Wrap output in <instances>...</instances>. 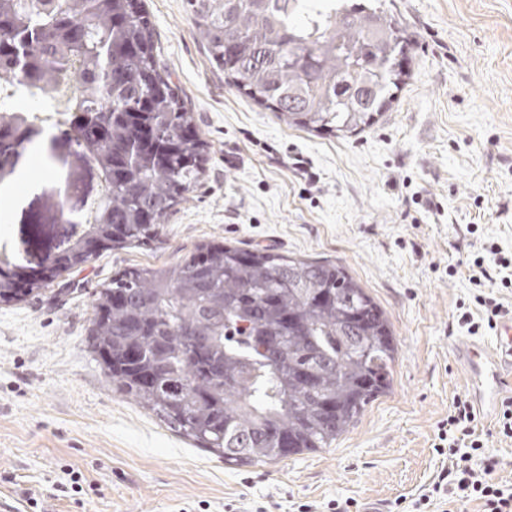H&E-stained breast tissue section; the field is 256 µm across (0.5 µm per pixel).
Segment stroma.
I'll return each mask as SVG.
<instances>
[{"label": "stroma", "instance_id": "35a3bbf8", "mask_svg": "<svg viewBox=\"0 0 512 512\" xmlns=\"http://www.w3.org/2000/svg\"><path fill=\"white\" fill-rule=\"evenodd\" d=\"M144 8L206 145L205 173L161 219L158 242L102 252L0 304V512H224L253 499L290 512L347 498L386 512L440 469L438 425L467 393L453 354L467 331L448 327L471 292L460 263L477 238L512 256V0H394L410 76L375 125L339 137L288 127L242 96L210 64L186 0ZM45 160L49 174H33L0 225V267L63 251L85 199L103 192L64 138ZM76 184L82 194H69ZM209 241L340 262L384 310L392 386L331 447L230 464L106 383L85 342L91 288ZM72 471L81 492L67 488Z\"/></svg>", "mask_w": 512, "mask_h": 512}]
</instances>
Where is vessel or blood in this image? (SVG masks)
Wrapping results in <instances>:
<instances>
[{"label": "vessel or blood", "instance_id": "obj_1", "mask_svg": "<svg viewBox=\"0 0 512 512\" xmlns=\"http://www.w3.org/2000/svg\"><path fill=\"white\" fill-rule=\"evenodd\" d=\"M495 334L492 346L474 340L454 346V356L466 371L470 398L479 415L488 419L496 414L501 394L512 389V315L498 321Z\"/></svg>", "mask_w": 512, "mask_h": 512}]
</instances>
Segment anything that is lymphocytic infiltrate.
I'll list each match as a JSON object with an SVG mask.
<instances>
[{"instance_id": "lymphocytic-infiltrate-1", "label": "lymphocytic infiltrate", "mask_w": 512, "mask_h": 512, "mask_svg": "<svg viewBox=\"0 0 512 512\" xmlns=\"http://www.w3.org/2000/svg\"><path fill=\"white\" fill-rule=\"evenodd\" d=\"M475 290L458 302L454 317L470 334L495 328L498 319L512 314L497 289L512 288V257L498 254L495 244L483 245L467 263ZM477 412L470 399L454 400L438 432L435 450L447 464L407 505V512H465L476 504L479 512H512V484L497 480L500 460L489 450L488 438L477 432Z\"/></svg>"}]
</instances>
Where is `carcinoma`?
Returning <instances> with one entry per match:
<instances>
[{
	"label": "carcinoma",
	"mask_w": 512,
	"mask_h": 512,
	"mask_svg": "<svg viewBox=\"0 0 512 512\" xmlns=\"http://www.w3.org/2000/svg\"><path fill=\"white\" fill-rule=\"evenodd\" d=\"M210 62L238 92L304 130L360 132L410 75V39L385 0H186ZM80 97L63 136L105 184L55 275L98 250L156 240L198 182L204 142L155 53L141 0H0V80ZM34 123L0 102V159ZM0 272V303L24 300ZM86 337L112 389L175 435L235 464L328 448L391 387L384 310L339 262L202 243L173 267L96 285Z\"/></svg>",
	"instance_id": "cac0c4a2"
}]
</instances>
